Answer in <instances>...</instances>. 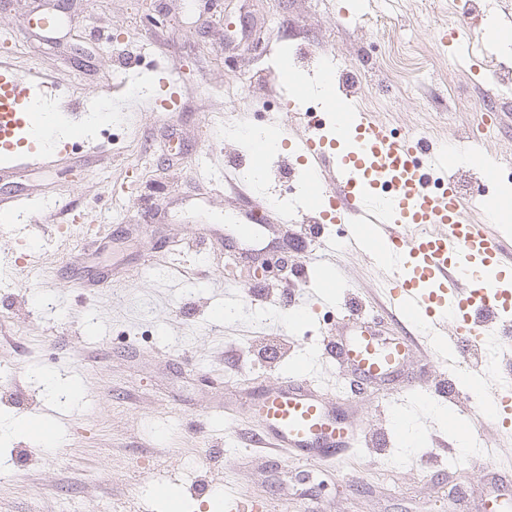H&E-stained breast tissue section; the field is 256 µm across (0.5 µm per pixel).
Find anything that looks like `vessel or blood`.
I'll list each match as a JSON object with an SVG mask.
<instances>
[{"label": "vessel or blood", "instance_id": "1", "mask_svg": "<svg viewBox=\"0 0 512 512\" xmlns=\"http://www.w3.org/2000/svg\"><path fill=\"white\" fill-rule=\"evenodd\" d=\"M321 82L343 104L332 112L330 136L305 141L304 223L346 226L351 248L383 267L390 304L428 337L467 343L491 327L507 338L503 356L511 360L512 263L504 258L512 232L493 229L496 202L481 187L463 194L455 174L460 165L490 171L488 155L392 134L371 113L348 108L353 92L338 70L325 68ZM55 98L47 78L0 64V174L57 164L58 133L36 112ZM410 342L381 339L377 321L361 318L335 355L362 380L385 381L398 375ZM467 375L486 392L485 417L512 429V389L481 365ZM247 409L262 419L261 444L296 461L336 456L360 435L299 379L253 391Z\"/></svg>", "mask_w": 512, "mask_h": 512}]
</instances>
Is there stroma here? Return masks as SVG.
Masks as SVG:
<instances>
[{
	"label": "stroma",
	"mask_w": 512,
	"mask_h": 512,
	"mask_svg": "<svg viewBox=\"0 0 512 512\" xmlns=\"http://www.w3.org/2000/svg\"><path fill=\"white\" fill-rule=\"evenodd\" d=\"M465 2L0 0V58L54 80L55 127L71 135L56 167L0 176V195L53 217L27 236L0 228V512H167L163 486L182 512H207L210 491L265 512H484L492 489L512 497V437L481 427L487 463L458 450L441 415L435 391L462 386L463 366L415 348L400 382L363 388L325 352L361 316L382 319L386 337L404 327L383 320L380 269L344 226L304 230L295 161L310 113L273 107L283 94L322 113L332 46L353 66L357 109L392 133L423 117L436 145L475 130V101L512 94V0ZM452 24L474 37L458 60L443 41ZM153 61L178 83L166 108ZM77 96L88 108L76 124ZM274 123L281 146L262 184L246 183L249 136ZM242 224L262 225L254 247L238 240ZM190 239L207 246L184 249ZM256 251L273 271L256 274ZM328 268L338 288L289 323ZM280 376L388 445L316 463L253 447L246 390ZM30 416L60 428L59 447L34 452L17 429ZM454 480L465 498L449 496Z\"/></svg>",
	"instance_id": "stroma-1"
}]
</instances>
